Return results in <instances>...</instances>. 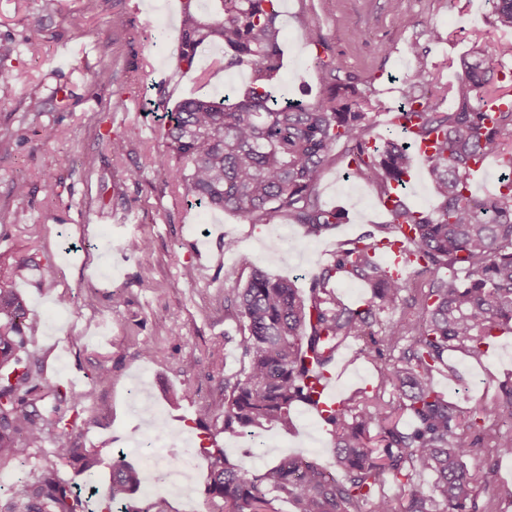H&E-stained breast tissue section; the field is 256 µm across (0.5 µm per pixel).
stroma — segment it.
I'll use <instances>...</instances> for the list:
<instances>
[{"instance_id":"35a3bbf8","label":"stroma","mask_w":512,"mask_h":512,"mask_svg":"<svg viewBox=\"0 0 512 512\" xmlns=\"http://www.w3.org/2000/svg\"><path fill=\"white\" fill-rule=\"evenodd\" d=\"M280 11L286 34L280 95L309 101L324 85L317 50L302 33L300 20L308 18L322 27L337 76L373 91L376 135L385 132L388 112L400 105L403 81L417 63L433 74L436 96L455 80L449 63L472 40H512V31L493 26L489 0H400L395 12L388 0H280ZM78 14L84 18L80 31L70 24ZM399 14L404 23L396 22ZM180 16L181 0H0V45L14 49L0 65L21 75L0 93V275L39 320L31 349L42 380L70 395L94 392L77 414L49 397L38 409L76 420L72 438L102 449L98 486L106 484L114 450L131 436L147 441L163 430L176 436L174 454L197 462L191 493L176 496L152 483L140 497L162 502L165 512H212L200 447L224 448L231 463L251 474L285 455L314 458L328 472L336 470L330 428L303 404L294 407L290 430H263L270 446L260 456L221 424L198 427L199 407L221 398L225 375L240 367L238 336L224 310L225 279L243 284L259 268L307 288L310 275L332 261L340 243L386 223L389 215L371 183L345 177L340 145L331 152L319 198L326 208L343 210L344 219L321 236H308L284 217L253 224L175 200L148 170L149 155L161 148L150 101L162 94L172 106L194 96L220 97L225 88L243 90L250 81L248 71L225 70L220 46L199 50L191 69L179 68ZM435 26L442 32L437 44L429 37ZM32 40L42 44L40 57L24 52ZM413 42L421 59L408 54ZM110 65L114 81L94 82V72ZM119 92L127 107L116 111L112 102ZM46 124L58 131L47 143L39 137ZM116 134L129 143L119 160L105 145ZM48 171L61 179L53 202L43 189ZM18 181L27 184L21 198L14 193ZM133 236L151 239L149 264L126 251ZM228 239L234 250H225ZM49 277L54 285L47 288ZM116 288L124 296L118 307L111 298ZM62 295L73 297L74 307L59 308ZM146 343L156 349L150 363L140 355ZM357 348L351 342L340 349L342 400L378 381L375 364L356 357ZM449 362L456 378L439 374L435 384L450 401L470 407L512 380V332L497 338L481 360L453 352ZM103 363L111 379L100 384L96 371ZM56 444L49 439L17 470L0 471L6 481L0 512H15L18 481L41 474ZM468 464L496 469V483L481 490V499L512 493V455L478 448Z\"/></svg>"}]
</instances>
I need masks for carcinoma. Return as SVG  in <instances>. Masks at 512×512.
I'll return each mask as SVG.
<instances>
[{
  "instance_id": "1",
  "label": "carcinoma",
  "mask_w": 512,
  "mask_h": 512,
  "mask_svg": "<svg viewBox=\"0 0 512 512\" xmlns=\"http://www.w3.org/2000/svg\"><path fill=\"white\" fill-rule=\"evenodd\" d=\"M182 0L179 61L193 66L198 49L224 46V69L250 72L242 96L188 98L172 110L167 100L160 127L164 149L150 164L155 179L172 184L201 207L267 224L284 216L320 236L342 222V214L319 202L318 187L336 144L346 147L347 174L374 184L382 199L395 193L390 220L343 243L333 261L314 274L309 299L294 281L256 269L244 286H225V311L236 322L240 370L224 376V398L198 409V421L223 419L224 432L257 433L268 425L292 426L297 403L317 407L316 383L345 344L361 340L359 354L383 362L379 385L359 391L336 408L318 411L332 427L339 474L314 460L283 457L259 474L231 466L222 448H203L208 459L206 495L215 512H274L285 500L292 512H494L499 504L479 503V489L493 483L495 470L468 467L467 457L484 444L512 453V381L468 410L448 401L434 374L448 368V353L476 359L496 336L512 330V108L486 114V98L512 101V75L500 74L498 60L512 58V42L478 39L459 58L458 78L446 86L448 111L426 97L424 67L404 82L395 117L378 144L370 132V90L336 83V67L318 60L331 76L312 103L281 102L284 31L278 0H212L199 10ZM497 26L512 30V0H492ZM305 40L325 47L322 28L303 23ZM432 143L422 156L439 200L418 211L399 196L411 177L416 145ZM494 157L502 171L498 186L481 199L470 191L471 165ZM400 242L412 256L411 275L396 278L374 253ZM145 260L146 237L126 243ZM427 287L410 293L412 278ZM339 278L362 281L370 296L344 303L334 289ZM25 301L0 285V467L21 464L33 448L66 428L63 417L43 414L37 402L64 398L59 388L41 385L26 331L34 329ZM392 390L398 405L385 400ZM53 457L90 480L99 451L65 438ZM428 475L432 483L416 477ZM401 488L391 498L387 481ZM149 481L144 468L112 464L106 509L163 512L158 502L140 507L129 499ZM18 512H84L85 501L50 469L21 491Z\"/></svg>"
}]
</instances>
